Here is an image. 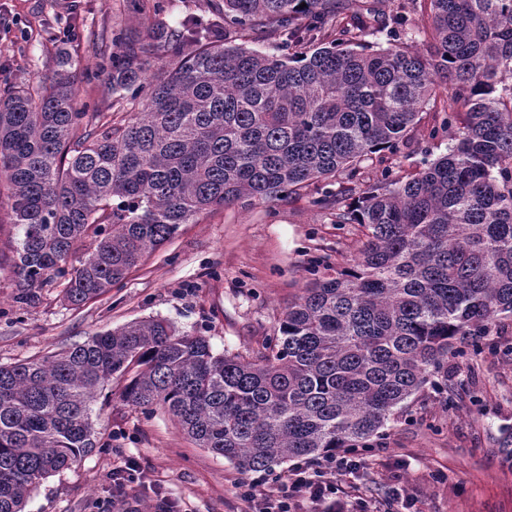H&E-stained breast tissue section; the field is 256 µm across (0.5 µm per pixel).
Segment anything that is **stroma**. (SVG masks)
Returning a JSON list of instances; mask_svg holds the SVG:
<instances>
[{
    "label": "stroma",
    "mask_w": 512,
    "mask_h": 512,
    "mask_svg": "<svg viewBox=\"0 0 512 512\" xmlns=\"http://www.w3.org/2000/svg\"><path fill=\"white\" fill-rule=\"evenodd\" d=\"M153 20L126 0H0V94L50 77L65 54L76 65L78 111H101L108 98L96 74L106 51L102 31L137 33ZM410 137L412 149L392 160L400 176L447 151V135L429 138L426 123ZM359 240L356 225L332 223L302 191L285 202L244 200L199 215L79 308L64 302L58 282L43 288L35 306L18 307L12 279L0 271V365L153 317L205 336L214 353L252 354L277 335L308 281L351 263ZM448 382L454 406L424 387L356 469L337 472L341 495L380 512H512V470L498 453L503 429L512 427V326L482 337L474 354L449 357ZM121 389L113 382L92 404L93 452L42 481L25 512H115L112 472L130 461L138 472L126 486V512H159V491L176 512H248L232 485L241 475L233 463L196 447L168 415L148 417L126 404Z\"/></svg>",
    "instance_id": "1"
}]
</instances>
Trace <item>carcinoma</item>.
Segmentation results:
<instances>
[{"instance_id":"cac0c4a2","label":"carcinoma","mask_w":512,"mask_h":512,"mask_svg":"<svg viewBox=\"0 0 512 512\" xmlns=\"http://www.w3.org/2000/svg\"><path fill=\"white\" fill-rule=\"evenodd\" d=\"M207 2L176 27L110 31L106 114L75 110L66 57L50 83L0 96L18 306L57 279L65 302L86 304L206 211L352 182L411 148L427 109L430 136L455 128L453 144L410 177L378 169L351 206L355 188H320L313 205L359 225L358 253L308 282L257 353L216 354L151 318L0 365V512H23L92 452L91 404L114 377L125 403L164 410L197 447L271 472L366 447L459 345L512 322V0ZM412 11L427 25L411 27ZM367 31L390 47L361 50Z\"/></svg>"}]
</instances>
